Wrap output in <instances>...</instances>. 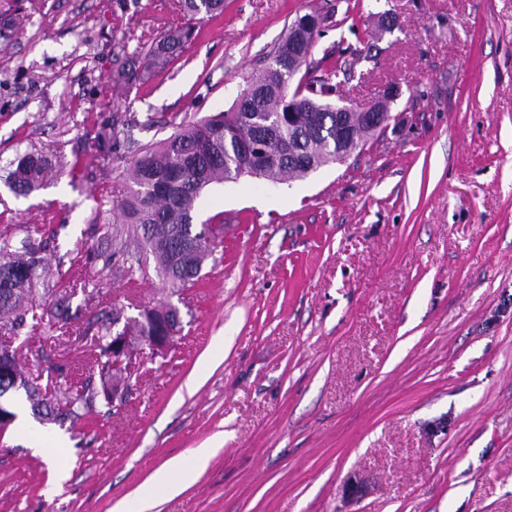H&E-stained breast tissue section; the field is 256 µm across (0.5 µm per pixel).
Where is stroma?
Here are the masks:
<instances>
[{"mask_svg":"<svg viewBox=\"0 0 512 512\" xmlns=\"http://www.w3.org/2000/svg\"><path fill=\"white\" fill-rule=\"evenodd\" d=\"M312 49L358 55L351 106L398 95L383 141L306 179L212 185L197 219L224 237L189 294L130 287L113 250L126 145L98 143L115 114L154 115L140 144L227 110L296 13L343 0H224L164 72L141 70L182 25L173 0H0V228L53 234L46 285L82 253L107 307L179 310L167 357L141 354L129 401L76 426L41 422L54 460L0 435V512H512V0H357ZM397 17L379 33L378 13ZM41 150L63 173L29 196L11 161ZM59 339L13 347L24 375L89 374L82 297ZM194 448L207 466L178 492L154 473Z\"/></svg>","mask_w":512,"mask_h":512,"instance_id":"obj_1","label":"stroma"}]
</instances>
